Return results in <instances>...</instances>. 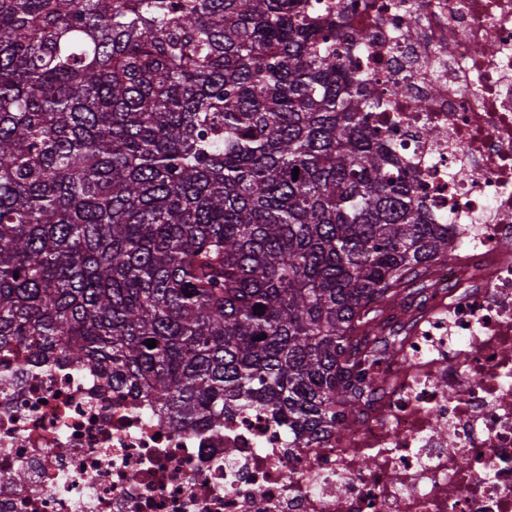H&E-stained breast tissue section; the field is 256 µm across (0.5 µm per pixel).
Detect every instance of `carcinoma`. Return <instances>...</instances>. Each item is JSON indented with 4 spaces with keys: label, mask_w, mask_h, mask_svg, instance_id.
Masks as SVG:
<instances>
[{
    "label": "carcinoma",
    "mask_w": 512,
    "mask_h": 512,
    "mask_svg": "<svg viewBox=\"0 0 512 512\" xmlns=\"http://www.w3.org/2000/svg\"><path fill=\"white\" fill-rule=\"evenodd\" d=\"M324 10L0 0V348L109 374L177 429L353 420L379 382L358 367L394 352L366 337L452 235Z\"/></svg>",
    "instance_id": "1"
}]
</instances>
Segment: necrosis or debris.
Returning a JSON list of instances; mask_svg holds the SVG:
<instances>
[{
    "label": "necrosis or debris",
    "mask_w": 512,
    "mask_h": 512,
    "mask_svg": "<svg viewBox=\"0 0 512 512\" xmlns=\"http://www.w3.org/2000/svg\"><path fill=\"white\" fill-rule=\"evenodd\" d=\"M337 3L346 65L382 101L369 125L457 233L362 417L301 444L265 410L177 430L94 372L0 348V512H512V0Z\"/></svg>",
    "instance_id": "necrosis-or-debris-1"
}]
</instances>
